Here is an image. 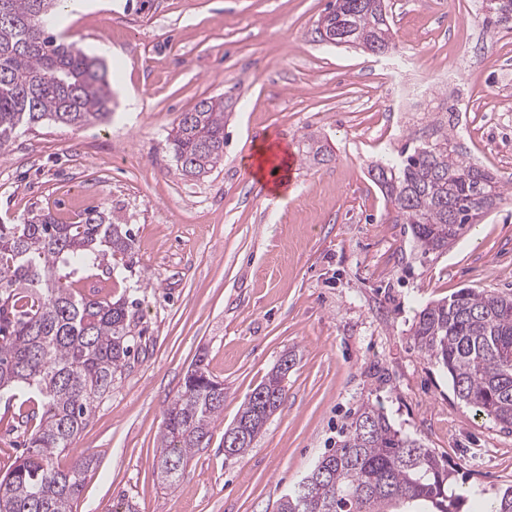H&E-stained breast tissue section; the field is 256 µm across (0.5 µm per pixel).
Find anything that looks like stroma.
Here are the masks:
<instances>
[{"label": "stroma", "mask_w": 512, "mask_h": 512, "mask_svg": "<svg viewBox=\"0 0 512 512\" xmlns=\"http://www.w3.org/2000/svg\"><path fill=\"white\" fill-rule=\"evenodd\" d=\"M333 3L87 0L49 26L105 58L112 116L18 135L0 153V222L47 210L70 221L99 207L134 235L131 256L96 275L100 296L132 301L134 347L57 459H93L73 512H276L365 404L448 459L465 496L512 486V430L476 416L410 336L423 307L460 289L512 295V193L425 256L389 223L367 171L428 112L450 107L471 160L512 181V112L491 118L486 106L512 82V35L468 16L464 0H389L394 48L377 56L321 41L317 21ZM476 43L486 63L443 81ZM402 57L426 87L416 112L384 105ZM219 95L231 104L224 159L207 177L183 176L166 136ZM311 137L324 162L302 159ZM261 144L298 157L279 191L252 175ZM286 354L282 405L252 448L225 458V429ZM199 359L224 384V410L171 484L160 438ZM39 409L25 393L0 396V477Z\"/></svg>", "instance_id": "stroma-1"}]
</instances>
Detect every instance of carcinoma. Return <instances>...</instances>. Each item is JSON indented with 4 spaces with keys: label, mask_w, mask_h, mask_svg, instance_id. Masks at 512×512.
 Masks as SVG:
<instances>
[{
    "label": "carcinoma",
    "mask_w": 512,
    "mask_h": 512,
    "mask_svg": "<svg viewBox=\"0 0 512 512\" xmlns=\"http://www.w3.org/2000/svg\"><path fill=\"white\" fill-rule=\"evenodd\" d=\"M68 0H0V151L22 130L45 122L83 127L111 114L105 64L74 42L49 34L44 19L62 15ZM494 27L512 29V0H482ZM318 28L384 54L391 48L385 0H335ZM452 109L430 115L412 131L397 158L370 169L391 203L393 224L410 225L422 254L448 249L463 229L503 200L506 184L467 159L454 133ZM185 176L210 173L224 158V98L200 100L167 136ZM133 238L112 215L91 207L72 222L47 211L22 224H0V392L30 390L41 398L38 429L27 452L0 479V512H71L90 460L55 466L112 390L130 353L132 315L125 297L98 296L89 271L132 251ZM418 349L449 377L454 393L478 416L512 428V296L462 288L426 305L411 327ZM288 364L257 387L266 402L248 398L234 427L253 447L285 397ZM224 410V383L198 360L166 412L159 468L164 480L183 474L192 450ZM309 472L307 500L295 490L277 512H462L451 491L455 469L436 452L395 429L383 409L360 407L336 447ZM474 512H512V486Z\"/></svg>",
    "instance_id": "carcinoma-1"
}]
</instances>
